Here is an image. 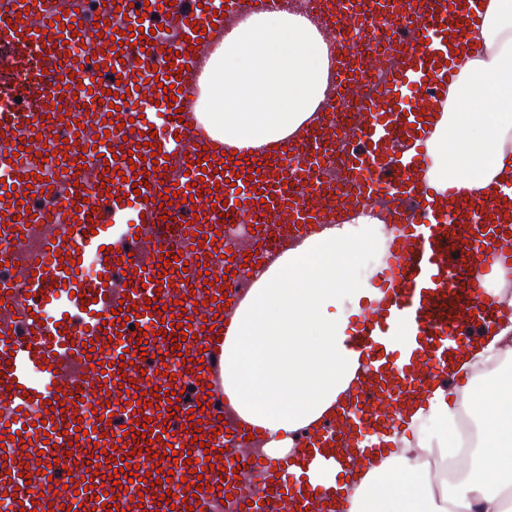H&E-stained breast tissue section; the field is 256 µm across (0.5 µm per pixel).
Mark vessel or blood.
Listing matches in <instances>:
<instances>
[{"label":"vessel or blood","mask_w":512,"mask_h":512,"mask_svg":"<svg viewBox=\"0 0 512 512\" xmlns=\"http://www.w3.org/2000/svg\"><path fill=\"white\" fill-rule=\"evenodd\" d=\"M99 34L79 28L75 0H0V62L20 77L21 98L0 95V177L10 197L0 200V232L15 236L14 250L0 254L13 264L11 286L0 287V490L12 499V512H51L65 496L78 512H210L231 498L232 512H335L337 493L316 486L313 474L337 465L359 464L368 453L390 451V429L438 381L447 378L456 358L498 317L484 287V267L494 261L512 265V225L494 216L493 202L457 197L442 207L412 183L425 160L427 131L423 111L438 102L444 84L455 78L451 47L477 25L484 0H319L331 18H357L372 38H381L390 21L411 26L412 45L386 83L363 92L375 58L340 56L337 73L360 95L362 120L356 144L345 161V178L360 198L387 197L395 206L410 203L413 215L396 219L389 243L391 261L379 276L381 306L368 307L349 338L348 349L360 359L359 386L338 407L340 431L321 427L307 433V450L295 461L240 459L236 447L250 430L220 426L213 408L181 405L169 413L166 392L182 383L194 390L210 388L223 401V353L217 348L223 317L200 318V302L215 309L236 303L233 288L207 285L225 271L245 272L258 263L257 253L242 254L226 233L227 226L254 229L257 241L275 236L280 218L305 235L312 224L337 222L339 213L313 206L320 189L314 170L324 167L334 151L333 137L308 136L287 150L242 165L229 163L219 146L202 132L194 112L201 53L227 18L242 11L270 12L277 0H98ZM142 26L145 37L128 35ZM175 34L165 41L153 29ZM86 57L74 56L76 45ZM175 51L166 60V51ZM107 72V81L92 89L79 86L86 58ZM70 80H61V73ZM175 79V106H168L158 79ZM414 89L408 103L404 92ZM79 97L85 108L78 127L79 149L56 138L48 117L61 98ZM157 103L166 116L165 131L141 117L137 105ZM116 105L111 136L98 135L91 119L101 106ZM45 147L57 173L86 161L85 180L57 186L62 214L33 211L24 195L36 184L18 158L19 147ZM131 153L119 159L120 150ZM208 153L213 169L202 172L196 160ZM158 155L166 164L143 175L145 159ZM259 177H252V167ZM235 180L244 192L227 209L224 184ZM109 190H102V182ZM141 193H134V186ZM177 192L171 205L156 200L166 188ZM203 202H195V194ZM135 223H124L129 205ZM91 261L98 277L78 279L77 270ZM162 285H155V278ZM72 288H64V281ZM169 316L161 318L158 307ZM148 325L145 349L135 346L137 330L123 318ZM180 339L183 361L174 377L160 375L162 355L171 339ZM140 390L139 402L127 393ZM98 401L95 431L78 436L82 399ZM203 427L194 430L191 418ZM151 431L143 438H115L117 427ZM157 454L170 481L153 484L140 447ZM88 448H105L109 458L88 463ZM187 452L190 462H174ZM218 468L205 467L206 455ZM59 477L76 475L80 493L41 482L26 491L25 465ZM255 468L263 480L249 499L237 498L236 468ZM118 473V485L131 474L141 479L119 497L104 495L101 474Z\"/></svg>","instance_id":"vessel-or-blood-1"}]
</instances>
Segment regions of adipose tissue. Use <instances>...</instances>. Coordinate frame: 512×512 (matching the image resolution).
Masks as SVG:
<instances>
[{
    "label": "adipose tissue",
    "instance_id": "adipose-tissue-1",
    "mask_svg": "<svg viewBox=\"0 0 512 512\" xmlns=\"http://www.w3.org/2000/svg\"><path fill=\"white\" fill-rule=\"evenodd\" d=\"M473 38L433 113L421 180L435 194L476 198L512 182V0H487ZM322 30L277 9L225 28L202 65L196 117L213 140L240 151L287 146L316 123L335 77ZM375 206L322 224L289 243L258 274L224 339V394L239 418L265 434L273 460L295 454L300 433L343 399L357 362L345 343L352 319L380 300L385 256ZM486 292L498 318L481 344L456 359L389 436L388 457H367L357 476L325 468L315 478L347 488L340 512H512V270L495 266ZM472 423V464L454 482L427 478L456 446L459 415Z\"/></svg>",
    "mask_w": 512,
    "mask_h": 512
}]
</instances>
